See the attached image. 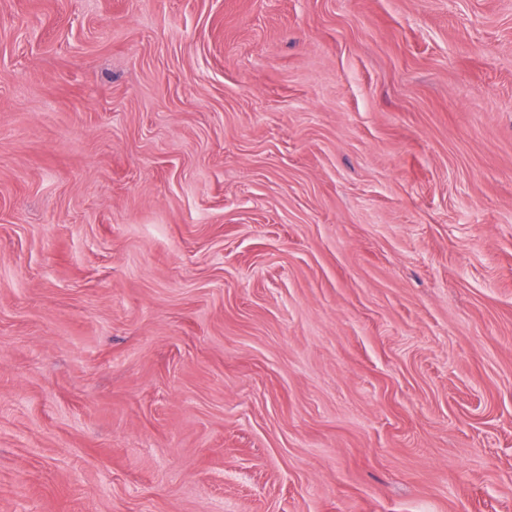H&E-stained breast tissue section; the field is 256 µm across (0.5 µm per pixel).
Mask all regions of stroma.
I'll return each mask as SVG.
<instances>
[{"label":"stroma","mask_w":512,"mask_h":512,"mask_svg":"<svg viewBox=\"0 0 512 512\" xmlns=\"http://www.w3.org/2000/svg\"><path fill=\"white\" fill-rule=\"evenodd\" d=\"M0 512H512V0H0Z\"/></svg>","instance_id":"obj_1"}]
</instances>
